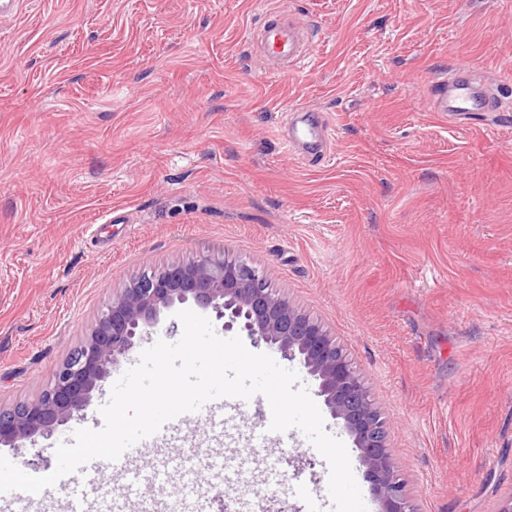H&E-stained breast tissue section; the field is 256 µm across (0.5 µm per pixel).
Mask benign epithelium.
I'll return each instance as SVG.
<instances>
[{
	"label": "benign epithelium",
	"instance_id": "benign-epithelium-1",
	"mask_svg": "<svg viewBox=\"0 0 512 512\" xmlns=\"http://www.w3.org/2000/svg\"><path fill=\"white\" fill-rule=\"evenodd\" d=\"M192 302L224 320V332H244L318 382V396L360 451L380 512H415L387 444L385 419L347 352L321 320L271 287L268 272L227 252L150 269L101 313L88 337L56 370L35 401L0 409V446L19 448L79 418L119 357L151 334L161 314Z\"/></svg>",
	"mask_w": 512,
	"mask_h": 512
}]
</instances>
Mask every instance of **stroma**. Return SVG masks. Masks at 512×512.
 Listing matches in <instances>:
<instances>
[{
  "mask_svg": "<svg viewBox=\"0 0 512 512\" xmlns=\"http://www.w3.org/2000/svg\"><path fill=\"white\" fill-rule=\"evenodd\" d=\"M312 32L280 72L249 44L270 10ZM512 98V0H28L0 18V407L36 400L131 280L202 255L265 268L321 320L385 413L416 512H496L512 488V116L432 111L452 65ZM334 159L288 155L297 105ZM23 448L24 471L88 427ZM250 405L185 414L166 453L226 451L192 481L231 512H333L326 459Z\"/></svg>",
  "mask_w": 512,
  "mask_h": 512,
  "instance_id": "35a3bbf8",
  "label": "stroma"
}]
</instances>
